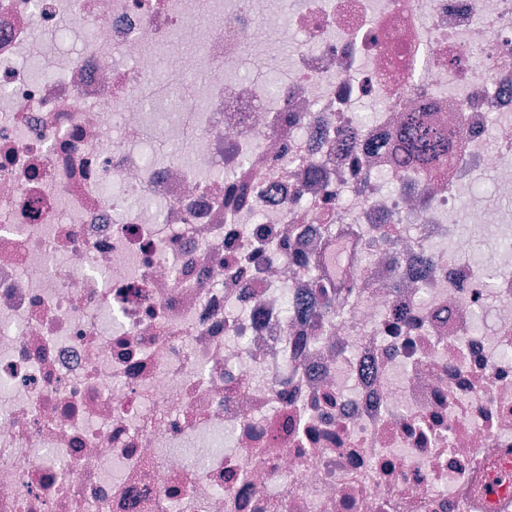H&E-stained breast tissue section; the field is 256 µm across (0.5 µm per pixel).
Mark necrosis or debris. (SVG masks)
I'll return each mask as SVG.
<instances>
[{"label": "necrosis or debris", "instance_id": "4bbe7bcc", "mask_svg": "<svg viewBox=\"0 0 512 512\" xmlns=\"http://www.w3.org/2000/svg\"><path fill=\"white\" fill-rule=\"evenodd\" d=\"M259 2L0 0V512H512V0ZM73 36L67 31H61L56 35L45 34L39 30L34 32L32 44V64L39 68H47V65L54 66V47L71 41ZM400 140L408 160L425 166L440 163L448 151L446 133L428 124L419 112L404 117ZM335 288L343 289L342 293L336 297V291H334V293H331V296L323 303V306H321L319 310L316 309L314 311V314L321 320V322H329L334 317L338 316L346 298L352 288H354V282L342 280Z\"/></svg>", "mask_w": 512, "mask_h": 512}]
</instances>
